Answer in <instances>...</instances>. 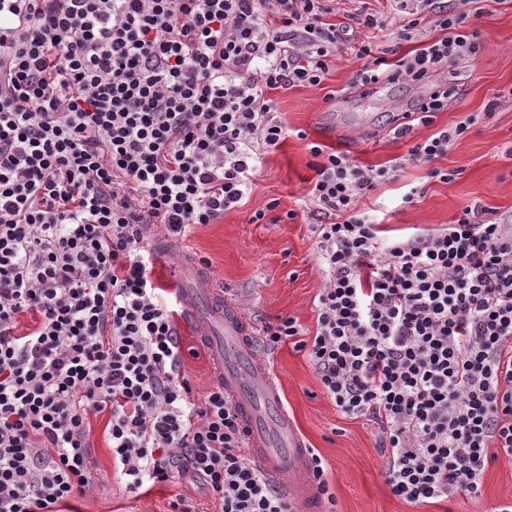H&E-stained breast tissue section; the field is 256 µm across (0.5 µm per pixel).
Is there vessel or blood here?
I'll return each mask as SVG.
<instances>
[{
	"instance_id": "1",
	"label": "vessel or blood",
	"mask_w": 512,
	"mask_h": 512,
	"mask_svg": "<svg viewBox=\"0 0 512 512\" xmlns=\"http://www.w3.org/2000/svg\"><path fill=\"white\" fill-rule=\"evenodd\" d=\"M171 286L182 301L183 318L209 346L212 374L247 431L255 467L273 478L293 512H324L318 485L308 476L310 450L288 413L268 356L254 343V325L221 289L208 287L195 258L183 259Z\"/></svg>"
}]
</instances>
